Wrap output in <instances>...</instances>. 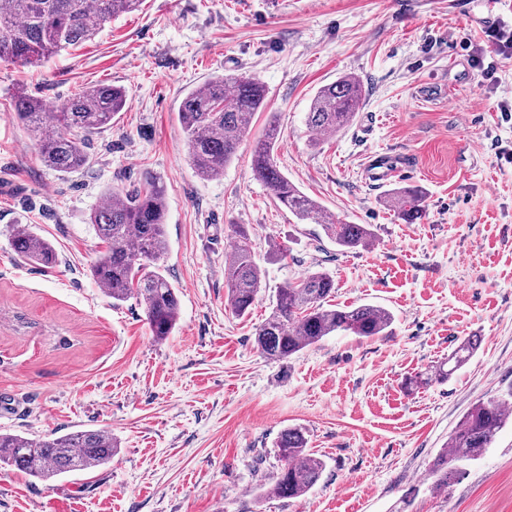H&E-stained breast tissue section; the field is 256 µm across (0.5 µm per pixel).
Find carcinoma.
<instances>
[{"mask_svg":"<svg viewBox=\"0 0 512 512\" xmlns=\"http://www.w3.org/2000/svg\"><path fill=\"white\" fill-rule=\"evenodd\" d=\"M142 0H0V62L19 66L43 64L62 50L94 39L99 30L120 13L131 12ZM365 90L361 80L345 75L316 92L307 115L314 137L334 134L355 117ZM123 89L108 85L87 87L48 112L41 100L20 94L14 101L15 117L33 134L40 161L58 173L88 165L89 137L112 125L126 106ZM264 107V90L254 79L223 75L189 91L178 112L198 174L213 179L235 156L251 131L255 114ZM275 122L256 139L252 169L257 180L305 224H320L338 247L365 250L375 233L368 224H346L333 219L315 200L302 193L280 171L274 158ZM427 192L420 186L398 187L388 194L398 217L413 224L425 216ZM167 190L146 176L123 194H104L103 203L90 214L99 239L105 244L91 268L93 280L112 302L135 296L143 301L153 337L166 340L179 319L176 289L160 272L143 275L146 264L157 261L167 249ZM238 244L225 269L227 300L237 315H245L262 284L247 230L237 227ZM11 247L26 263L52 269L58 263L54 245L28 224H16ZM335 289L333 276L316 271L280 288L269 317L255 330L260 353L270 360H285L322 339L336 334L360 338L380 336L391 327L392 314L373 304L336 307L327 303ZM481 340L463 338L448 362L458 368L470 360ZM512 420V391L473 406L450 435L447 450L429 468L434 489L445 491L448 480L461 473L460 465L479 459L500 430ZM117 445L100 429L79 430L34 440L0 432V466L49 480L106 465ZM283 467L270 492L281 498L304 496L321 479L325 462L311 453L305 432L283 429L276 441Z\"/></svg>","mask_w":512,"mask_h":512,"instance_id":"cac0c4a2","label":"carcinoma"}]
</instances>
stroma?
<instances>
[{
  "label": "stroma",
  "mask_w": 512,
  "mask_h": 512,
  "mask_svg": "<svg viewBox=\"0 0 512 512\" xmlns=\"http://www.w3.org/2000/svg\"><path fill=\"white\" fill-rule=\"evenodd\" d=\"M496 25L512 26V0H143L43 65L0 64V430L94 428L118 443L108 465L49 480L0 468V512H512V424L447 492L428 473L469 409L512 389V60L492 49ZM225 74L262 84L265 107L206 180L178 106ZM347 74L365 86L360 110L312 140L313 96ZM98 84L124 88L127 106L92 135L90 165L59 175L12 101L52 112ZM272 118L280 171L336 220L370 225L373 246L339 250L255 178ZM374 158L403 176L372 181ZM148 174L168 188L156 267L180 300L162 342L139 300L112 303L91 277L104 245L90 213ZM408 185L427 192L413 224L385 203ZM16 224L54 244L55 268L18 261ZM240 224L263 270L242 317L224 281ZM317 270L336 282L332 304L383 307L391 327L265 358L255 329L277 288ZM467 336L481 345L448 381L404 390ZM290 426L326 468L289 500L269 489Z\"/></svg>",
  "instance_id": "1"
}]
</instances>
